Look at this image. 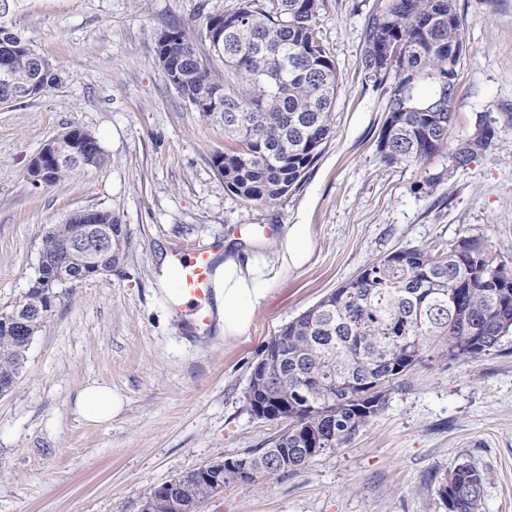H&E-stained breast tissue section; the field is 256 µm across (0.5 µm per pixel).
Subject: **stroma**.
<instances>
[{
  "label": "stroma",
  "instance_id": "obj_1",
  "mask_svg": "<svg viewBox=\"0 0 512 512\" xmlns=\"http://www.w3.org/2000/svg\"><path fill=\"white\" fill-rule=\"evenodd\" d=\"M373 0H323L318 24L341 78L334 136L279 205L245 204L213 167L224 128L170 87L156 48L172 24L203 34L208 14L239 0H20L8 19L63 70L46 93L0 108V310L34 278L41 235L78 210H108L127 256L111 274L61 295L0 395V512H138L144 488L212 459L266 447L279 425L245 394L265 345L289 320L408 247L441 249L483 236L512 262V0H458L466 55L449 140L489 121L494 145L469 165L448 154L390 165L378 150L389 100L359 63ZM107 157L52 186H33L31 159L70 127ZM309 227L301 265L281 260L290 225ZM253 258L269 291L246 333L195 329L160 283L178 246ZM352 442L298 474L230 487L201 512H445L435 476L468 462L485 476L481 512H512V335L476 360L415 367ZM106 384L125 399L90 424L76 395Z\"/></svg>",
  "mask_w": 512,
  "mask_h": 512
}]
</instances>
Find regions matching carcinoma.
I'll use <instances>...</instances> for the list:
<instances>
[{
	"label": "carcinoma",
	"instance_id": "cac0c4a2",
	"mask_svg": "<svg viewBox=\"0 0 512 512\" xmlns=\"http://www.w3.org/2000/svg\"><path fill=\"white\" fill-rule=\"evenodd\" d=\"M322 0H242L208 16L200 49L193 30L171 25L158 39L165 79L202 117L224 125L228 146L215 156L229 191L249 205L275 206L295 190L333 138V101L339 73L319 37ZM0 9V106L31 97L61 82L58 64L36 53ZM457 0H375L361 37L360 65L380 85L393 78L388 109L397 93L417 110L384 119L379 140L385 163H424L443 149L452 158L461 143L448 141L453 113L427 111L452 102L464 51ZM387 41L410 45L416 55L389 70L375 62ZM224 64L218 71L213 59ZM61 140L77 150L74 163L52 165L44 185L79 169L101 166L98 138L71 127ZM495 134L474 127L465 138L475 159L494 145ZM103 228L108 248L91 261L73 253L78 230ZM122 225L108 210L77 211L43 233L38 253L48 261L15 304L0 310V391H10L26 367L30 340L42 330L59 290L102 275L122 262ZM512 331V264L489 240L463 237L432 252L405 248L367 265L352 281L285 323L264 348L248 383L246 400L258 418L283 424L269 446L235 456L224 486L255 487L296 474L323 453L342 448L386 408L393 390L431 351L467 361L495 349ZM203 468L147 487L141 500L154 512H198L215 496ZM483 474L466 462L436 480L446 512H480Z\"/></svg>",
	"mask_w": 512,
	"mask_h": 512
}]
</instances>
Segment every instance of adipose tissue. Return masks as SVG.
Listing matches in <instances>:
<instances>
[{
    "label": "adipose tissue",
    "mask_w": 512,
    "mask_h": 512,
    "mask_svg": "<svg viewBox=\"0 0 512 512\" xmlns=\"http://www.w3.org/2000/svg\"><path fill=\"white\" fill-rule=\"evenodd\" d=\"M267 292V282L252 259L236 252L227 254L215 272V303L225 338L232 339L244 332ZM122 409V397L105 384H90L75 399L76 414L90 423L112 420Z\"/></svg>",
    "instance_id": "obj_1"
}]
</instances>
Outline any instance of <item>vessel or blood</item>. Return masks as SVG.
Segmentation results:
<instances>
[{"mask_svg":"<svg viewBox=\"0 0 512 512\" xmlns=\"http://www.w3.org/2000/svg\"><path fill=\"white\" fill-rule=\"evenodd\" d=\"M213 259L210 250L193 249L179 261V296L190 302L189 313L198 329L211 327L210 299L213 289Z\"/></svg>","mask_w":512,"mask_h":512,"instance_id":"vessel-or-blood-1","label":"vessel or blood"}]
</instances>
